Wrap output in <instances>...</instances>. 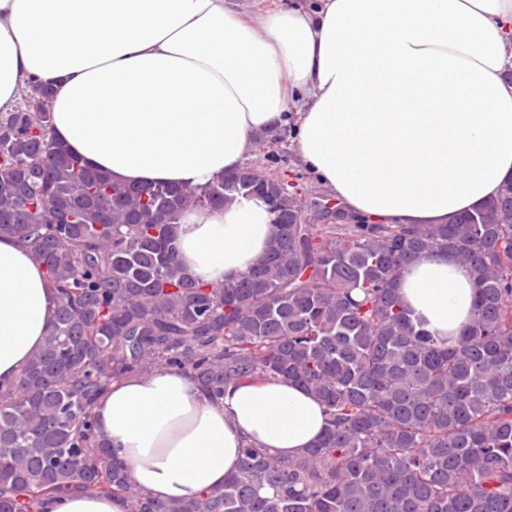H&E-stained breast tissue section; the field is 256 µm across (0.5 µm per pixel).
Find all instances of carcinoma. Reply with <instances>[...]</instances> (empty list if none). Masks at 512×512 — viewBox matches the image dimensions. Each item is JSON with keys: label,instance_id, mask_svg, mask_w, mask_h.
<instances>
[{"label": "carcinoma", "instance_id": "carcinoma-1", "mask_svg": "<svg viewBox=\"0 0 512 512\" xmlns=\"http://www.w3.org/2000/svg\"><path fill=\"white\" fill-rule=\"evenodd\" d=\"M44 110L0 113V235L44 263L59 306L17 379L0 385V512H39L74 490L129 512H512V185L447 224H379L309 201L250 166L190 188L125 185L88 167ZM269 203L265 256L222 286L192 279L176 225L238 194ZM453 254L477 291L451 345L402 307L426 251ZM161 369L224 387L284 381L325 408L303 454L242 449L224 486L154 501L99 439L112 380Z\"/></svg>", "mask_w": 512, "mask_h": 512}]
</instances>
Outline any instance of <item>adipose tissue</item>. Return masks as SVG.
<instances>
[{
	"mask_svg": "<svg viewBox=\"0 0 512 512\" xmlns=\"http://www.w3.org/2000/svg\"><path fill=\"white\" fill-rule=\"evenodd\" d=\"M512 0H311L256 15L238 0H0V112L27 81H56V138L125 184L203 186L237 171L255 138L299 106L296 157L353 214L445 224L512 182ZM276 227L241 195L183 214L178 257L221 285L250 270ZM414 321L459 336L476 288L449 253L398 284ZM58 305L43 265L0 236V383L42 346ZM94 417L133 484L158 500L222 487L253 444L296 456L325 431L322 405L281 381L212 401L176 370L113 380ZM41 512H127L77 492Z\"/></svg>",
	"mask_w": 512,
	"mask_h": 512,
	"instance_id": "1",
	"label": "adipose tissue"
}]
</instances>
